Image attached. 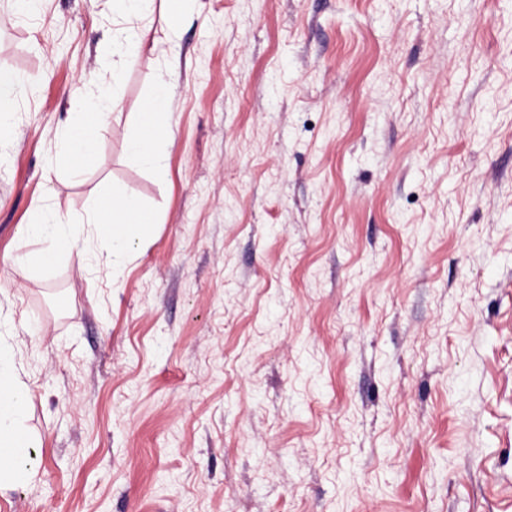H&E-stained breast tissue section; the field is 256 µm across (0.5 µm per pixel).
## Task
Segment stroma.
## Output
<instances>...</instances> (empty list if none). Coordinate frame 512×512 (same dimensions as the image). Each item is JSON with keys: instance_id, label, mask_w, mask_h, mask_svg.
<instances>
[{"instance_id": "obj_1", "label": "stroma", "mask_w": 512, "mask_h": 512, "mask_svg": "<svg viewBox=\"0 0 512 512\" xmlns=\"http://www.w3.org/2000/svg\"><path fill=\"white\" fill-rule=\"evenodd\" d=\"M155 0L90 164L112 0H0V336L37 437L0 512H512V0ZM162 168L125 145L158 73ZM121 263H8L111 188ZM26 80L10 71H0V140H8L12 136V126L3 117L6 112H12V107L21 94ZM84 87H96V91L75 94V112H70L64 133V148L76 157L94 156L100 128L108 122L120 106L117 97H112L106 88L97 86V74L91 72L83 78ZM143 206L136 198L112 189L89 204L90 221L97 236L116 258L149 239L153 224H141Z\"/></svg>"}]
</instances>
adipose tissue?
<instances>
[{
  "label": "adipose tissue",
  "mask_w": 512,
  "mask_h": 512,
  "mask_svg": "<svg viewBox=\"0 0 512 512\" xmlns=\"http://www.w3.org/2000/svg\"><path fill=\"white\" fill-rule=\"evenodd\" d=\"M83 92L77 93L75 110L70 113L64 133V148L76 157L94 155L100 128L119 108L117 97L98 86L96 75L83 79ZM151 111L138 115L140 133L127 140V154L138 164L161 167L162 151L171 135L172 109L169 105V82L159 75L150 98ZM152 128L151 137H144L143 128ZM143 206L136 198L112 191L92 199L89 204L90 226L115 257H122L133 246L149 239L152 227L140 223ZM24 238L37 241L36 253L13 255L12 263L45 266L59 257H83L79 246L78 225L64 221L60 212L38 210L33 222L22 225ZM15 350L0 341V491L30 482L36 475L29 463L28 451L34 439L26 426L29 397L15 364Z\"/></svg>",
  "instance_id": "obj_1"
}]
</instances>
